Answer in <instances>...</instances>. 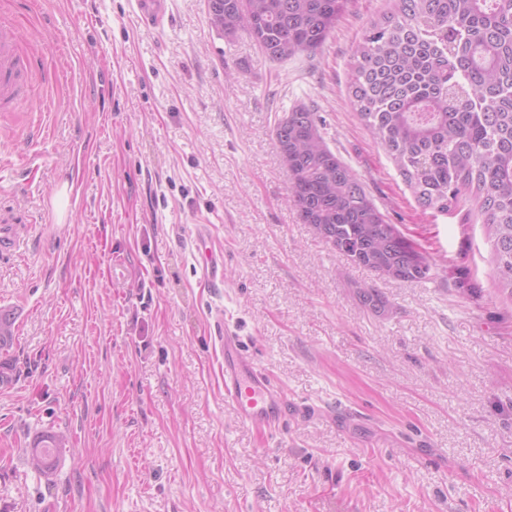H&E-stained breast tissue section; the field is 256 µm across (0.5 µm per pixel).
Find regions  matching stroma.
Masks as SVG:
<instances>
[{
  "mask_svg": "<svg viewBox=\"0 0 512 512\" xmlns=\"http://www.w3.org/2000/svg\"><path fill=\"white\" fill-rule=\"evenodd\" d=\"M394 2L348 0L321 50L278 62L218 35L207 0H166L159 28L136 0H0L33 61L0 110V217L30 229L0 251V512H512V297L478 205L419 206L348 96ZM301 103L429 277L379 278L286 204L274 126ZM224 319L319 413L273 437L241 424ZM48 432L68 443L37 473ZM195 236L196 250L207 277L213 284H221L224 281V254L210 246L205 225L197 227ZM63 435H46L30 448L28 463L36 472H46L55 465L57 448H65Z\"/></svg>",
  "mask_w": 512,
  "mask_h": 512,
  "instance_id": "35a3bbf8",
  "label": "stroma"
}]
</instances>
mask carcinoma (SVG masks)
Returning a JSON list of instances; mask_svg holds the SVG:
<instances>
[{"mask_svg": "<svg viewBox=\"0 0 512 512\" xmlns=\"http://www.w3.org/2000/svg\"><path fill=\"white\" fill-rule=\"evenodd\" d=\"M347 0H207L218 34L240 32L273 61L322 48ZM351 104L424 208L446 213L472 194L493 241L501 291L512 296V0H397L356 49ZM276 147L288 173L287 200L301 223L347 256L396 281L429 276L424 254L368 197L352 168L325 140L324 123L305 104L279 117ZM373 310L385 302L359 291ZM13 340L0 311V351ZM66 447L46 435L30 449L36 472Z\"/></svg>", "mask_w": 512, "mask_h": 512, "instance_id": "cac0c4a2", "label": "carcinoma"}]
</instances>
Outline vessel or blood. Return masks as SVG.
<instances>
[{"mask_svg":"<svg viewBox=\"0 0 512 512\" xmlns=\"http://www.w3.org/2000/svg\"><path fill=\"white\" fill-rule=\"evenodd\" d=\"M141 20L160 26L165 0H136ZM25 41L23 27L14 21H0V107L22 99L26 75L31 66L21 53ZM196 250L212 283L224 280V255L209 244L206 226L196 230ZM224 397L241 423L266 434H276L288 418V400L274 387L268 375L243 353L242 340L232 330L224 332Z\"/></svg>","mask_w":512,"mask_h":512,"instance_id":"vessel-or-blood-1","label":"vessel or blood"}]
</instances>
